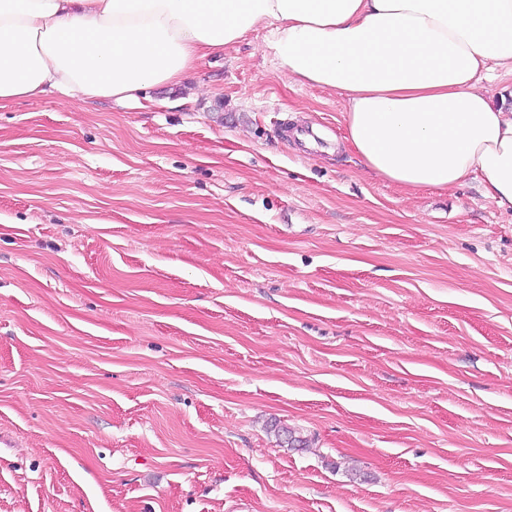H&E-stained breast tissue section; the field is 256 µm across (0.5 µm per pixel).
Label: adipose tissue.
Returning a JSON list of instances; mask_svg holds the SVG:
<instances>
[{
    "label": "adipose tissue",
    "mask_w": 512,
    "mask_h": 512,
    "mask_svg": "<svg viewBox=\"0 0 512 512\" xmlns=\"http://www.w3.org/2000/svg\"><path fill=\"white\" fill-rule=\"evenodd\" d=\"M289 80L343 93L345 142L408 191L481 176L512 211V0H0V104L137 99L256 28ZM493 70L492 81L482 80L481 84L491 91V95L499 97L498 93L507 97L512 102V73L508 68L491 65Z\"/></svg>",
    "instance_id": "obj_1"
}]
</instances>
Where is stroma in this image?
Masks as SVG:
<instances>
[{
  "mask_svg": "<svg viewBox=\"0 0 512 512\" xmlns=\"http://www.w3.org/2000/svg\"><path fill=\"white\" fill-rule=\"evenodd\" d=\"M264 37L0 107V512H512V213L293 143Z\"/></svg>",
  "mask_w": 512,
  "mask_h": 512,
  "instance_id": "1",
  "label": "stroma"
}]
</instances>
